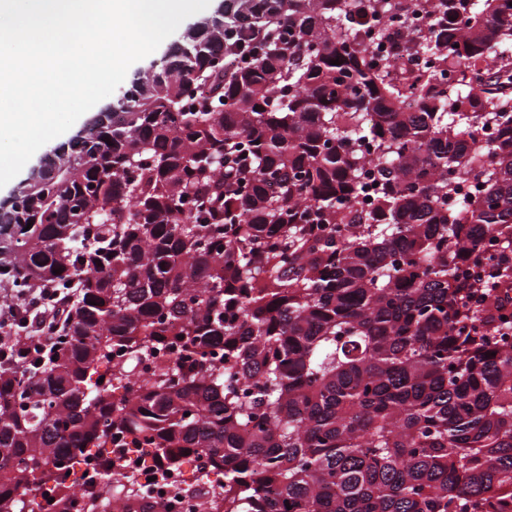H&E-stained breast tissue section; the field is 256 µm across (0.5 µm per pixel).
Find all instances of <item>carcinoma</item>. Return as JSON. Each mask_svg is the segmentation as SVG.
Returning a JSON list of instances; mask_svg holds the SVG:
<instances>
[{"instance_id": "carcinoma-1", "label": "carcinoma", "mask_w": 512, "mask_h": 512, "mask_svg": "<svg viewBox=\"0 0 512 512\" xmlns=\"http://www.w3.org/2000/svg\"><path fill=\"white\" fill-rule=\"evenodd\" d=\"M511 1L231 0L18 183L0 512L90 456L165 512L129 453L205 459L198 512H512V324L458 277L512 231Z\"/></svg>"}]
</instances>
